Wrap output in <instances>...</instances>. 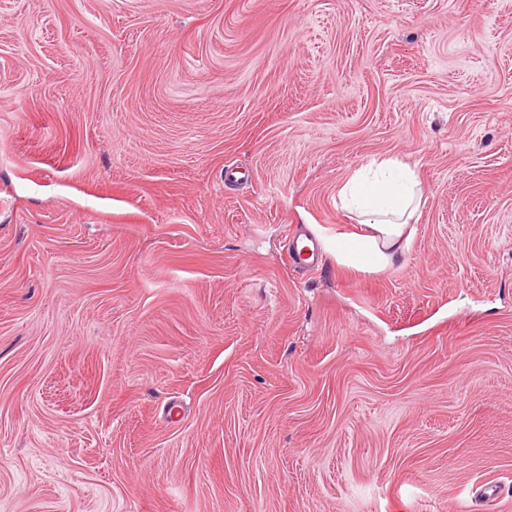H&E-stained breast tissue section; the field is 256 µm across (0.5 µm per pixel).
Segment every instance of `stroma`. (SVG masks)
<instances>
[{
    "instance_id": "stroma-1",
    "label": "stroma",
    "mask_w": 512,
    "mask_h": 512,
    "mask_svg": "<svg viewBox=\"0 0 512 512\" xmlns=\"http://www.w3.org/2000/svg\"><path fill=\"white\" fill-rule=\"evenodd\" d=\"M0 512H512V0H0ZM394 169H399L400 175L386 178L385 173ZM338 199L343 208L355 212L359 232L331 239L325 248L338 263L364 272L392 267L412 237L410 224L421 203L414 172L397 160L374 162L349 177L339 189Z\"/></svg>"
}]
</instances>
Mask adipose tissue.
I'll return each instance as SVG.
<instances>
[{
	"label": "adipose tissue",
	"instance_id": "1",
	"mask_svg": "<svg viewBox=\"0 0 512 512\" xmlns=\"http://www.w3.org/2000/svg\"><path fill=\"white\" fill-rule=\"evenodd\" d=\"M343 208L359 219L358 232L336 237L325 247L338 263L364 272L392 267L408 245L421 203L419 184L408 165L388 159L375 169L354 172L338 191Z\"/></svg>",
	"mask_w": 512,
	"mask_h": 512
}]
</instances>
